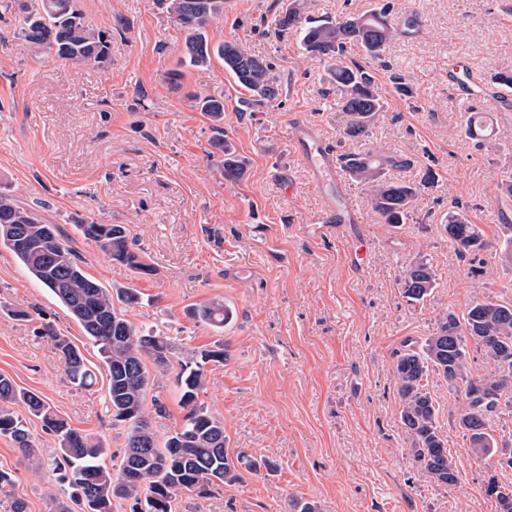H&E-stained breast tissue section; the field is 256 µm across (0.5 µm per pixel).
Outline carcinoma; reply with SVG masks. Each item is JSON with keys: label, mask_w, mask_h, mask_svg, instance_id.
Returning a JSON list of instances; mask_svg holds the SVG:
<instances>
[{"label": "carcinoma", "mask_w": 512, "mask_h": 512, "mask_svg": "<svg viewBox=\"0 0 512 512\" xmlns=\"http://www.w3.org/2000/svg\"><path fill=\"white\" fill-rule=\"evenodd\" d=\"M18 34L28 43L46 49L73 65H105L110 59L107 31L89 23L80 0H14ZM391 2L334 21H311L291 5L275 20L278 34H300L301 48L326 62L325 76L336 87V112L344 138L355 149L338 158L349 179L367 193L378 222L398 228L412 219L413 204L421 189L435 180L429 170L415 180L386 178L387 171L413 166L412 160L370 147L371 134L387 101L373 74L385 65L388 46L400 35L388 16ZM168 10L185 34V54L190 66L205 69L211 55L224 61V70L243 90L240 106L251 109L280 96V83L271 62L253 55L236 40L212 51L205 29L224 15V0H168ZM200 111L216 130L224 124V98L195 96ZM224 155V177L237 178L247 160L222 138L213 141ZM81 235L94 242L109 258L140 275L155 269L133 251L121 224H79ZM444 231L463 255L487 248L482 229L470 222L466 208L455 203ZM0 246L8 248L29 275L49 289L99 346L106 368L107 400L112 422L127 426L126 443L118 472L104 465L108 455L102 441L71 427L37 393L18 387L0 374V435L29 450L32 436L26 419L12 409L20 401L39 419L58 445L48 468L55 482L67 486V500L56 502V512H115L128 504L130 512H174L173 502L183 492L208 497L219 484L242 478L241 470L257 472L269 463L245 451L229 454L224 421L198 400L206 383L205 365H221L228 353L224 344L215 349L189 351L180 360L176 378L180 402L187 409L182 425L159 443L147 412L152 373L166 369L175 353L170 337L158 329L135 325L116 311L115 303H139L135 288H106L91 278L82 260L56 224H46L37 210L18 204L0 192ZM404 297L422 301L436 288V273L425 259L403 270L399 282ZM217 333L232 317L221 300L190 310ZM50 336L64 356L68 380L89 387L95 373L80 350L48 325ZM488 360L490 372L473 375L469 345ZM439 377L454 387L464 385L465 406L458 424L470 444L482 455L493 452L490 422L502 408L512 407V302L486 299L472 303L462 316L453 313L439 320L436 332L420 344L410 341L398 352L394 387L400 421L420 470L433 482L450 486L458 482L455 461L437 425V409L428 390L429 379ZM13 474L0 470V496L11 498L10 512H28L25 500L13 496ZM485 492L496 499L500 512H512V488L492 475Z\"/></svg>", "instance_id": "cac0c4a2"}]
</instances>
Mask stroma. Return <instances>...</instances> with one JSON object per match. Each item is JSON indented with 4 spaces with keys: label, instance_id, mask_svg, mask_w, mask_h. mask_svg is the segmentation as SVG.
<instances>
[{
    "label": "stroma",
    "instance_id": "35a3bbf8",
    "mask_svg": "<svg viewBox=\"0 0 512 512\" xmlns=\"http://www.w3.org/2000/svg\"><path fill=\"white\" fill-rule=\"evenodd\" d=\"M290 2L233 0L232 12L207 30L210 45L235 39L274 64L282 94L256 112L242 111L221 59L204 70L184 65V33L165 0H81L88 20L112 33L104 67L49 57L19 36L12 14L0 15V189L40 206L90 277L141 292V302L125 310L135 325L160 328L182 349L227 345L225 363L208 365L199 400L223 419L229 452L246 451L268 466L208 499L179 494L176 512H293L295 497L319 512H499L484 483L493 474L512 485V470L472 452L458 425L462 389L429 381L459 470L455 485L440 486L410 453L393 373L405 342L430 336L443 314L462 315L478 299L512 300V264L497 255L499 227L512 224V195L502 190L512 175V112L476 100L492 123L490 140L476 143L448 83L456 58L487 73L512 69V0H394L397 11L416 10L421 22L391 43L375 73L389 107L372 140L413 161L391 178L409 180L429 167L436 179L418 196L412 221L397 229L378 223L366 193L345 181L369 240L357 272L353 242L319 234L311 222L325 200L295 156L294 125L314 126L339 152L352 144L323 62L304 53L297 35L272 26ZM173 69L184 74L176 88L165 80ZM395 74L413 86L414 98L395 92ZM200 93L224 99L226 138L247 160L238 179L224 177L212 123L193 101ZM455 201L491 246L479 258H461L443 230ZM79 220L125 225L155 274L112 261L78 233ZM420 258L435 267L437 286L412 303L398 278ZM213 299L234 312L220 335L189 313ZM0 302L29 312L21 321L0 311V374L99 437L110 452L106 465H115L126 430L107 411L97 346L4 247ZM46 325L80 348L96 374L90 389L69 382L61 353L41 334ZM179 370L171 363L154 385L165 412L150 421L161 438L185 415ZM27 424L33 450L0 436V468L13 472L28 512H53L55 482L45 463L56 443L36 418Z\"/></svg>",
    "mask_w": 512,
    "mask_h": 512
}]
</instances>
